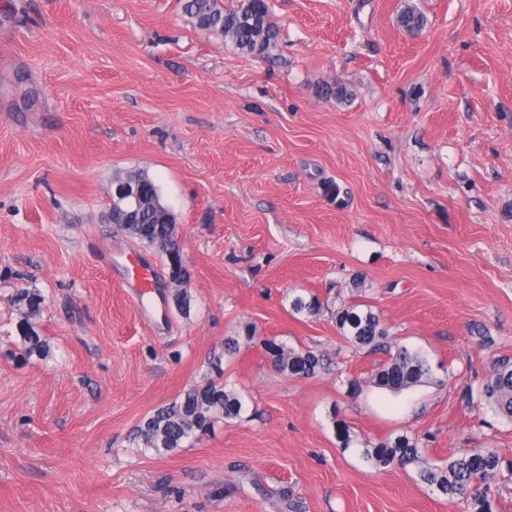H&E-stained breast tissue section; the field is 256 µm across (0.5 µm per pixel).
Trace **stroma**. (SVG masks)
<instances>
[{"label":"stroma","instance_id":"stroma-1","mask_svg":"<svg viewBox=\"0 0 512 512\" xmlns=\"http://www.w3.org/2000/svg\"><path fill=\"white\" fill-rule=\"evenodd\" d=\"M182 4L0 0V512H464L361 450L406 433L431 462L512 461V423L462 398L512 359V0H273L261 58ZM132 168L191 275L188 306L162 284L148 321L101 256L166 264L105 219ZM356 279L431 382L375 386L383 355L336 330ZM22 291L44 298L47 359L18 358ZM271 337L329 371H276ZM216 360L246 418L144 449L141 422Z\"/></svg>","mask_w":512,"mask_h":512}]
</instances>
